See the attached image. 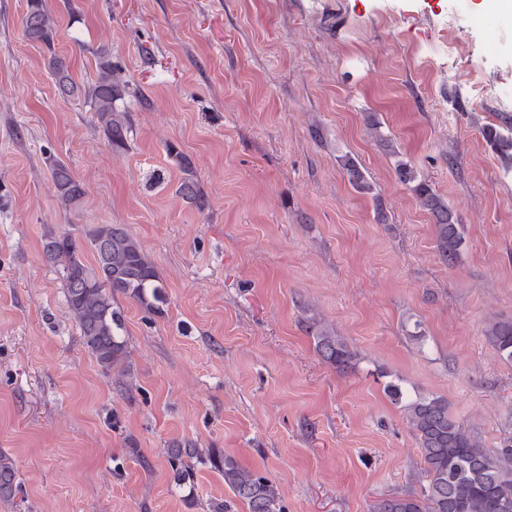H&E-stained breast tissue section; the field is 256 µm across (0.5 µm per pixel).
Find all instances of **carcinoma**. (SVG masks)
I'll return each instance as SVG.
<instances>
[{
  "instance_id": "cac0c4a2",
  "label": "carcinoma",
  "mask_w": 512,
  "mask_h": 512,
  "mask_svg": "<svg viewBox=\"0 0 512 512\" xmlns=\"http://www.w3.org/2000/svg\"><path fill=\"white\" fill-rule=\"evenodd\" d=\"M23 26L30 40L44 44L50 52L49 69L58 93L82 100L93 112L111 146L116 150L125 148L128 118L114 107L118 80L107 51L97 52L95 78L78 84L71 77L66 60L54 51L58 20L45 0H28ZM483 135L504 159L506 167L512 169V137L503 136L493 126L485 128ZM343 168L358 192L373 193V185L355 160L346 159ZM396 172L432 215L442 260L455 261L462 237L453 211L426 182L417 179L408 163L398 162ZM51 177L59 204L66 210L78 206L84 189L66 164L54 161ZM179 193L198 209H204L205 197L195 183L183 182ZM86 244L94 258L92 263L85 260ZM43 255L47 262L62 266L67 305L85 348L106 371L123 365L127 341L120 335L123 315L116 298H132L154 313L164 303L159 274L139 241L121 224H99L86 234L84 244L69 232L48 237ZM308 328L323 361L340 371L354 368L357 353L341 337L321 326L314 316L308 318ZM485 336L505 359L512 360L511 321L490 323ZM386 390L403 408L417 440L426 484L418 493L385 499L379 512H512V437L503 440L498 450L487 452L450 413L445 398L429 394L410 398L394 382L387 384ZM223 472L224 484L237 499L247 503L249 512H281L277 508L279 491L271 479L241 466L227 455ZM16 491L14 464L8 456L0 454V498L9 499Z\"/></svg>"
}]
</instances>
